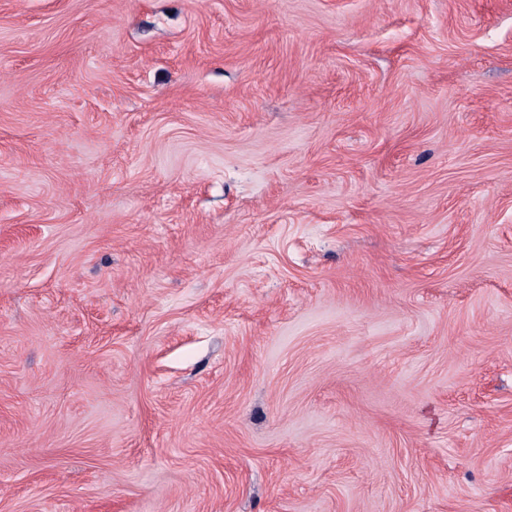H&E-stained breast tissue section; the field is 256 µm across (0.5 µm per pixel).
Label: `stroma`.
<instances>
[{"label": "stroma", "instance_id": "35a3bbf8", "mask_svg": "<svg viewBox=\"0 0 512 512\" xmlns=\"http://www.w3.org/2000/svg\"><path fill=\"white\" fill-rule=\"evenodd\" d=\"M0 512H512V0H0Z\"/></svg>", "mask_w": 512, "mask_h": 512}]
</instances>
